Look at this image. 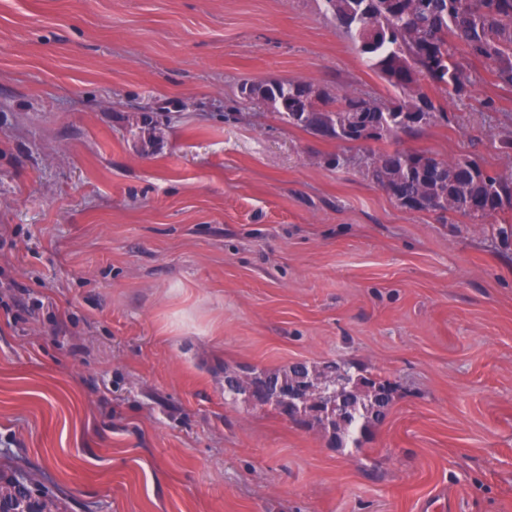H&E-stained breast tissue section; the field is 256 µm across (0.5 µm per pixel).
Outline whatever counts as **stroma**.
I'll use <instances>...</instances> for the list:
<instances>
[{
	"instance_id": "35a3bbf8",
	"label": "stroma",
	"mask_w": 512,
	"mask_h": 512,
	"mask_svg": "<svg viewBox=\"0 0 512 512\" xmlns=\"http://www.w3.org/2000/svg\"><path fill=\"white\" fill-rule=\"evenodd\" d=\"M470 75L399 146L511 172ZM261 80L396 96L324 0H0V470L61 512H512V237L402 207L384 142ZM332 360L397 385L360 448L224 402Z\"/></svg>"
}]
</instances>
